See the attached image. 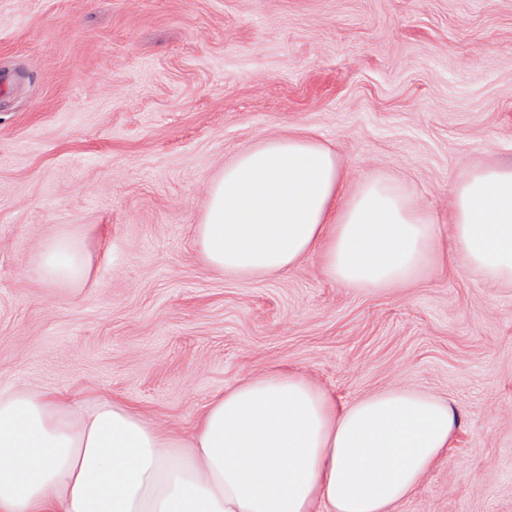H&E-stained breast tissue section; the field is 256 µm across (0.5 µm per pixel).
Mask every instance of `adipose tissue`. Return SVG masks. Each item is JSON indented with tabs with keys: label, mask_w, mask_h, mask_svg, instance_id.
Returning a JSON list of instances; mask_svg holds the SVG:
<instances>
[{
	"label": "adipose tissue",
	"mask_w": 512,
	"mask_h": 512,
	"mask_svg": "<svg viewBox=\"0 0 512 512\" xmlns=\"http://www.w3.org/2000/svg\"><path fill=\"white\" fill-rule=\"evenodd\" d=\"M342 166L306 137L264 138L216 174L195 238L212 271L280 276L320 259L364 293L440 265V226L390 176H366L344 208ZM452 258L512 284V165L459 179ZM76 233L43 246L34 276L86 280ZM458 413L445 400L391 389L337 406L302 375L272 370L225 389L188 440L162 436L131 405L0 394V512H392L446 452Z\"/></svg>",
	"instance_id": "1"
}]
</instances>
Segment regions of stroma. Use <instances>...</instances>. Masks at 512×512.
Instances as JSON below:
<instances>
[{
  "label": "stroma",
  "mask_w": 512,
  "mask_h": 512,
  "mask_svg": "<svg viewBox=\"0 0 512 512\" xmlns=\"http://www.w3.org/2000/svg\"><path fill=\"white\" fill-rule=\"evenodd\" d=\"M0 393L106 396L187 436L212 398L281 368L337 405L451 401L445 456L394 512H512V287L448 262L381 294L303 259L208 270L212 177L265 137L336 152L341 200L397 178L450 238L455 184L512 164V0H0ZM62 228L92 258L30 273Z\"/></svg>",
  "instance_id": "1"
}]
</instances>
